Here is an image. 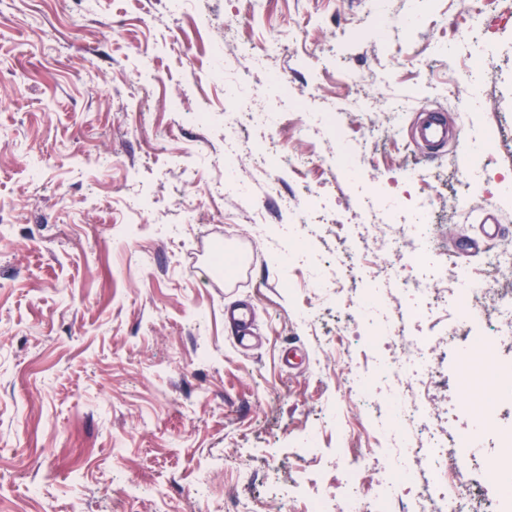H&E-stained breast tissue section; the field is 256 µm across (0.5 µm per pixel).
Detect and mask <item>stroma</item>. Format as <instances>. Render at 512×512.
I'll return each instance as SVG.
<instances>
[{"mask_svg": "<svg viewBox=\"0 0 512 512\" xmlns=\"http://www.w3.org/2000/svg\"><path fill=\"white\" fill-rule=\"evenodd\" d=\"M227 18L251 57L199 50ZM487 22L461 0H0V512H299L271 473L332 486L354 452L374 457L379 433L349 404L355 374L380 371L373 315L351 304L360 283L337 306L313 285L368 197L401 226L411 195H432L450 272L481 267L484 213L512 241L497 181L455 202L462 157L512 170V21L477 36ZM480 46L498 66L479 77ZM235 109L275 116L246 137L277 140L285 164L252 167L228 139ZM422 110L458 131L453 149L413 141ZM308 184L345 228L302 235ZM183 199L195 221L175 234L162 213ZM366 262L408 280L399 301L415 306V264L376 237ZM244 299L261 338L246 354L224 318ZM431 363L467 435L481 388L461 395L441 351Z\"/></svg>", "mask_w": 512, "mask_h": 512, "instance_id": "1", "label": "stroma"}]
</instances>
